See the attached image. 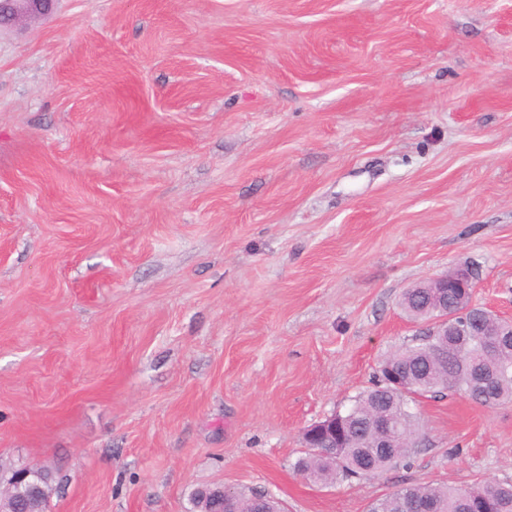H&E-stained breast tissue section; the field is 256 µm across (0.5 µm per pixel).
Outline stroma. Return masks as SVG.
Returning a JSON list of instances; mask_svg holds the SVG:
<instances>
[{
  "label": "stroma",
  "mask_w": 512,
  "mask_h": 512,
  "mask_svg": "<svg viewBox=\"0 0 512 512\" xmlns=\"http://www.w3.org/2000/svg\"><path fill=\"white\" fill-rule=\"evenodd\" d=\"M461 264L512 319V0H61L0 34V459L63 477L50 512L511 482L512 404L458 392L408 465L294 470ZM401 305L407 314L414 320L426 321L431 317L439 316L438 314L431 312L433 302L430 303V293L426 289H409L405 293Z\"/></svg>",
  "instance_id": "obj_1"
}]
</instances>
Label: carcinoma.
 Returning a JSON list of instances; mask_svg holds the SVG:
<instances>
[{"label": "carcinoma", "instance_id": "cac0c4a2", "mask_svg": "<svg viewBox=\"0 0 512 512\" xmlns=\"http://www.w3.org/2000/svg\"><path fill=\"white\" fill-rule=\"evenodd\" d=\"M464 313L456 321L474 325L483 307L467 295L459 301ZM429 291L409 289L402 307L414 320H427L431 312ZM479 336H427L417 346L397 350L383 358L371 387L361 392L344 414L345 447L307 448L297 459L295 469L303 477L322 484L351 478L373 479L385 471L408 464L419 440L420 418L410 406L412 398L444 390L461 392L472 401L487 406L512 403V335L486 352ZM384 404L393 413L396 438L392 448H376L364 431ZM44 492L18 506L19 512H48L49 499L56 491L55 478L44 470ZM488 507L483 509L471 499L475 487L455 488L442 485L403 486L372 502L368 512H409L412 502L426 500L438 506V512H512V483L485 480ZM191 512L206 509L218 512L216 494L207 498L197 488L190 494Z\"/></svg>", "mask_w": 512, "mask_h": 512}]
</instances>
